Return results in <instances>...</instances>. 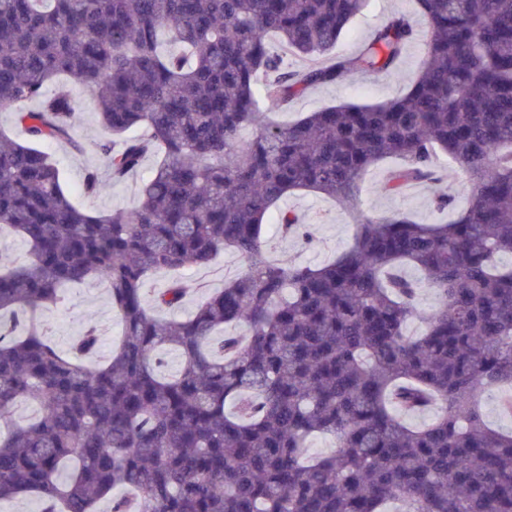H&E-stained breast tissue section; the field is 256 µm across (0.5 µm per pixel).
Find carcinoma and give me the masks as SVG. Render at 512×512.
<instances>
[{"label":"carcinoma","mask_w":512,"mask_h":512,"mask_svg":"<svg viewBox=\"0 0 512 512\" xmlns=\"http://www.w3.org/2000/svg\"><path fill=\"white\" fill-rule=\"evenodd\" d=\"M426 36L403 95L280 125L282 107L355 73L392 70L415 39L390 17L350 56L333 50L367 0H0V234L29 244L0 260V429L24 402L37 416L0 432V501L42 512H512V432L485 420V393L512 387V0H415ZM275 35L273 47L269 35ZM177 47L163 53L161 40ZM307 64L295 69L289 56ZM67 77L94 99L95 150L112 179L160 161L120 214L77 207L54 143L73 137ZM36 103L30 109L28 104ZM134 127L147 129L128 138ZM253 131L250 139L242 130ZM395 157L380 188L438 184L442 160L470 177L446 224L358 210L364 176ZM106 184L95 170L83 191ZM313 191L356 219L353 243L319 267L268 253L285 196ZM286 236L309 237L299 214ZM230 249L248 272L168 320L190 290L157 274ZM412 266L420 278L399 274ZM103 278L121 323L109 358L95 325L69 353L42 312L64 287ZM438 306L406 332L421 288ZM246 323L247 337L218 335ZM181 365L162 374L161 355ZM435 410L421 425L408 416ZM336 450L311 457L308 440ZM122 488L127 496L115 497Z\"/></svg>","instance_id":"carcinoma-1"}]
</instances>
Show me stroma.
I'll return each instance as SVG.
<instances>
[{
	"label": "stroma",
	"instance_id": "35a3bbf8",
	"mask_svg": "<svg viewBox=\"0 0 512 512\" xmlns=\"http://www.w3.org/2000/svg\"><path fill=\"white\" fill-rule=\"evenodd\" d=\"M395 13L411 17L416 29L424 24L414 0H369L360 13L341 35L336 52L342 56L356 53L371 37L373 31ZM423 58L421 39H414L406 48L398 65L381 75L357 74L337 83L314 87L302 96L293 99L287 106L277 109V122H295L307 113L343 103L373 104L395 98L405 92L417 76ZM74 110L76 123L73 131L75 140L81 143V150L66 146L55 147L54 152L61 162L64 182L75 202L88 210L112 213L130 210L137 204L135 186L142 176L148 175L157 162L156 154H148L139 172L121 181L111 182L109 189L96 196L85 195L82 178L86 170H103L104 162L93 144L102 130L98 124L96 105L89 94L75 93ZM395 160L387 159L378 163L365 178L359 199V208L366 213H401L415 221L431 223L452 219V212L436 211L433 199L437 191H445L455 199L457 208H464L468 198V178L455 167H448L441 185L416 184L399 194H388L379 185L386 173L394 168ZM280 209L293 210L300 214L305 223L313 227L311 243L276 234L270 235L271 255L285 262L320 266L333 259L352 241L356 226L351 215L335 200L326 196L300 191L283 198ZM248 265L231 251L218 254L206 266L188 270L187 276L195 289L175 309L164 310V317L183 319L189 316L206 293L222 288L225 281L244 275ZM44 324L52 343L59 350H68L86 324H95L102 342L96 353L97 360H106L112 344L118 338L120 326L112 308L107 283L99 278L86 280L71 286L66 292L63 304L46 309Z\"/></svg>",
	"mask_w": 512,
	"mask_h": 512
}]
</instances>
